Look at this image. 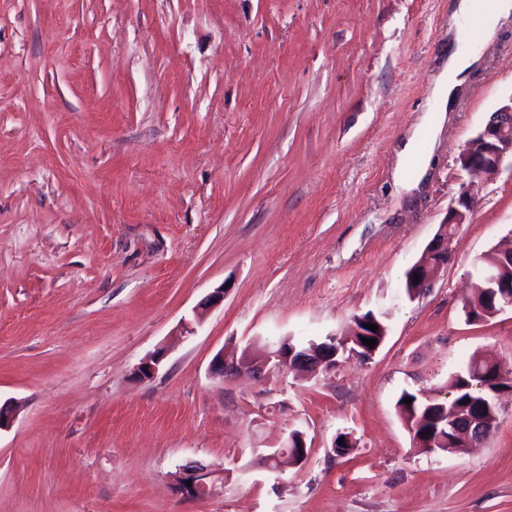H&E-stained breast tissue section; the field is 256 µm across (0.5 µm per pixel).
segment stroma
Here are the masks:
<instances>
[{"instance_id": "obj_1", "label": "stroma", "mask_w": 512, "mask_h": 512, "mask_svg": "<svg viewBox=\"0 0 512 512\" xmlns=\"http://www.w3.org/2000/svg\"><path fill=\"white\" fill-rule=\"evenodd\" d=\"M448 2L0 0V398L18 405L0 512H512V393L495 434L452 453L416 445L396 406L445 397L475 353L512 369V312L462 311L474 260L512 247L511 156L447 269L404 288L460 149L512 95L504 21L434 111ZM367 311L388 328L370 357L210 374L222 349ZM295 429L306 461L270 467ZM193 462L211 491L188 498ZM203 470L204 468L198 465L183 468V473L178 477L175 487L176 493L188 497H197L204 494L206 474H204ZM188 481H191V486L187 485Z\"/></svg>"}]
</instances>
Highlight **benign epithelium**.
Wrapping results in <instances>:
<instances>
[{
	"mask_svg": "<svg viewBox=\"0 0 512 512\" xmlns=\"http://www.w3.org/2000/svg\"><path fill=\"white\" fill-rule=\"evenodd\" d=\"M512 155V96L503 100L492 112L486 125L478 130L461 148L456 162L463 170L467 179L461 185V191L448 207V226L436 232L425 248L424 256L418 262L410 278V297L415 298L430 288L437 276L444 270L454 255V237L448 235L447 228L459 233L462 226L470 223L474 205L478 202L482 183L494 175L506 155ZM474 278L485 284L490 292L493 309L489 311L474 310L465 306L464 312L472 321H486L507 310L512 311V282L502 280L500 270L494 266L481 263L473 265ZM381 346L376 343L369 347L360 343L350 347L347 339L331 335L321 346H313L312 350L294 357L295 350L282 345L268 348L260 355L245 350L241 355H226L219 351L212 363V374L221 381L247 374L261 378L271 369H293L297 371L315 372L331 370L338 364V358L368 357ZM499 408L488 401H481L474 410L459 408L448 417V430L455 433L460 444L467 446L481 445L495 432L498 425ZM301 454H296L293 444L285 441L283 449L270 455V461L277 463L279 459L288 457L299 463L307 457L306 442L299 444ZM206 474L203 468L194 465L183 469L175 487L176 493L197 497L205 492Z\"/></svg>",
	"mask_w": 512,
	"mask_h": 512,
	"instance_id": "7a95c632",
	"label": "benign epithelium"
}]
</instances>
